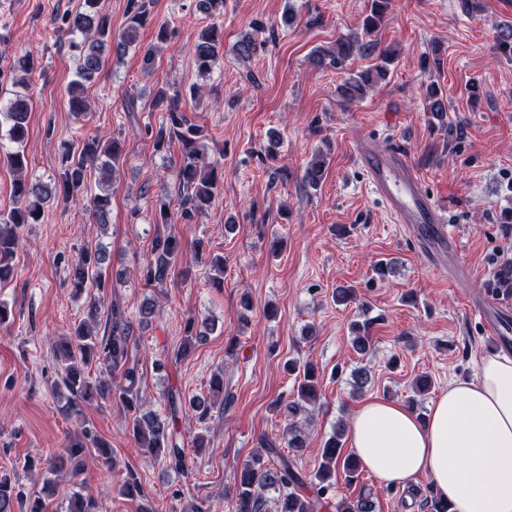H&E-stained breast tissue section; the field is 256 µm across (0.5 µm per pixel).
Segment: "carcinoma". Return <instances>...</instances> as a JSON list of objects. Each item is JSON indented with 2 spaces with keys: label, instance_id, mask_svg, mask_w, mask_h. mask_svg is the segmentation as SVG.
<instances>
[{
  "label": "carcinoma",
  "instance_id": "carcinoma-1",
  "mask_svg": "<svg viewBox=\"0 0 512 512\" xmlns=\"http://www.w3.org/2000/svg\"><path fill=\"white\" fill-rule=\"evenodd\" d=\"M392 0H371L369 13L364 17L362 27L367 40L340 38L336 48L326 53L314 55L316 63L322 67L343 65L355 53L374 54L378 43L371 35L383 24L391 8ZM100 0H82L74 12L62 14L57 32L70 36V48L77 61L74 79L68 86V110L75 120L86 118L91 112L86 95L87 84L91 83L102 69L107 55L123 56L139 42V31L151 21L146 0H127V23L118 33H112L110 18L102 13ZM199 7L209 15L211 23L198 37L193 56L197 68L209 73L219 60L224 58L223 25L215 19L224 15V0H199ZM379 53V52H377ZM381 64L374 71L350 73L340 85L341 93L348 102L363 97L372 85L373 77L384 78L387 66L393 63L391 56L379 53ZM36 62L32 54L20 57L17 65L9 71H0L17 85L29 87ZM155 112L164 113L161 124L156 129L146 130L157 152L180 151V163L175 167L178 182L179 211L183 219L189 221L207 211L215 195L223 185L218 163L208 159L202 144V129L192 123L180 109L177 93H170L161 87L151 102ZM32 99L26 93H17L10 98L0 99V131L5 132L9 142L16 149L0 156V161L16 173L12 183L13 207L0 215V285L13 277V259L19 242L18 231L26 224H39L43 216L37 212L51 198L64 201L77 199L88 193L91 180H96L98 192L92 194L89 206L95 221L106 224L109 221L112 203V184L117 180L118 166L124 154V142L118 138H102L97 135L71 144L62 156L59 176L51 184L28 180L23 177L28 167V157L23 148L29 134ZM325 160L320 158L309 164L303 181L311 188L318 186L322 178ZM183 257L181 240L173 234L156 236L150 248V258L142 270L146 284H164L169 273ZM108 262L104 247L83 249L74 260V288L82 291L94 288L98 294L88 301L86 317L56 344L58 377L56 386L64 387L69 396L62 405L68 416H79L83 407L93 402H120L133 412L132 432L140 447L151 453L162 452L168 469L186 474L188 471L186 453L181 446L179 421L190 422L188 415L204 419L216 406H224V381L216 377L210 385V392L204 398H194L184 403L179 393L171 390L167 394V410L161 416L152 410L142 409L140 403L141 374L136 365L130 363L129 351L132 337L130 322L116 304L107 310L104 333L95 331L104 307L102 293L111 287L109 279L103 275V266ZM356 335L352 339V349L358 354L367 353L372 345L369 336V323L355 325ZM212 331V323L197 316L185 319L186 342L181 346L180 355L203 342ZM97 365L101 372L111 377L121 376L120 384L100 381L89 384L83 370L89 364ZM288 371L302 374L298 384L297 398L286 404L291 416L305 410V404L316 403L320 398L317 386V369L310 362L297 366L288 361ZM287 447L294 450L305 447L306 439L302 429L293 423L285 430ZM344 429L333 432L323 444L321 463L314 479L313 494L302 490L305 479L294 470L292 460L284 456L280 443L265 438L262 440L264 452L247 460L235 483V512H267L270 493L276 494V512H321L333 504L336 512H376V502L371 493H361L355 498L336 499V477L343 474L349 484L359 478L362 466L350 453L344 452L342 439ZM98 452L102 464L110 469L113 465L112 449L105 441L85 425L82 430L69 437L64 451V461L70 464V476L75 480L84 470L85 456L90 449ZM122 491L129 498L141 495V482L138 474L126 469ZM50 499L29 495L24 487L5 474L0 475V512H47ZM97 502L83 494L79 483H74L67 498L65 512H97Z\"/></svg>",
  "mask_w": 512,
  "mask_h": 512
}]
</instances>
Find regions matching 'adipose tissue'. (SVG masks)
Returning <instances> with one entry per match:
<instances>
[{
	"label": "adipose tissue",
	"mask_w": 512,
	"mask_h": 512,
	"mask_svg": "<svg viewBox=\"0 0 512 512\" xmlns=\"http://www.w3.org/2000/svg\"><path fill=\"white\" fill-rule=\"evenodd\" d=\"M349 447L385 485L431 478L448 512H512V357L484 356L418 416L370 399L351 416Z\"/></svg>",
	"instance_id": "1"
}]
</instances>
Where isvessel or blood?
Segmentation results:
<instances>
[{
    "instance_id": "obj_1",
    "label": "vessel or blood",
    "mask_w": 512,
    "mask_h": 512,
    "mask_svg": "<svg viewBox=\"0 0 512 512\" xmlns=\"http://www.w3.org/2000/svg\"><path fill=\"white\" fill-rule=\"evenodd\" d=\"M357 156L372 192L394 222L412 225L420 245L434 258L456 256L457 243L448 230L445 211L425 190L421 178L404 156L365 144L358 147ZM473 311L480 317L487 334L505 340L508 330L502 319L511 310L489 299L474 305Z\"/></svg>"
}]
</instances>
